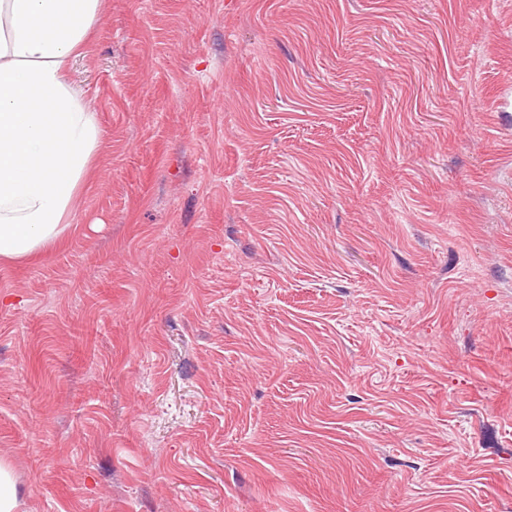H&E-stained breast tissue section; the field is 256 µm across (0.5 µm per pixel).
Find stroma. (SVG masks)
I'll use <instances>...</instances> for the list:
<instances>
[{
    "label": "stroma",
    "mask_w": 512,
    "mask_h": 512,
    "mask_svg": "<svg viewBox=\"0 0 512 512\" xmlns=\"http://www.w3.org/2000/svg\"><path fill=\"white\" fill-rule=\"evenodd\" d=\"M104 149L0 263L18 512H512V0H106Z\"/></svg>",
    "instance_id": "35a3bbf8"
}]
</instances>
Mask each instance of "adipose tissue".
I'll use <instances>...</instances> for the list:
<instances>
[{"label":"adipose tissue","instance_id":"obj_1","mask_svg":"<svg viewBox=\"0 0 512 512\" xmlns=\"http://www.w3.org/2000/svg\"><path fill=\"white\" fill-rule=\"evenodd\" d=\"M103 15V0H0V261L73 230L103 137L71 72Z\"/></svg>","mask_w":512,"mask_h":512}]
</instances>
